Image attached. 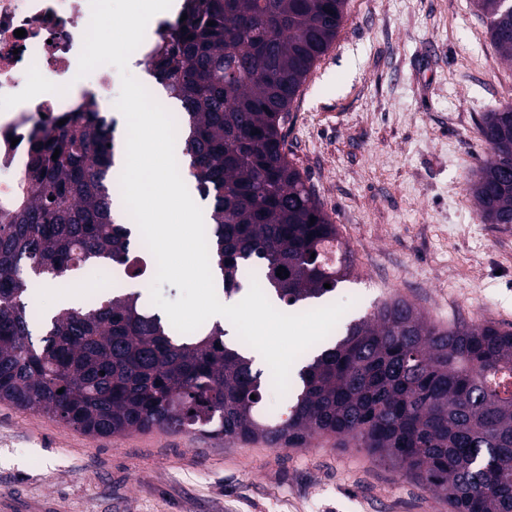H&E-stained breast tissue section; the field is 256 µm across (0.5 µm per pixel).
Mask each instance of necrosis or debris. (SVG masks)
<instances>
[{
    "label": "necrosis or debris",
    "instance_id": "obj_1",
    "mask_svg": "<svg viewBox=\"0 0 512 512\" xmlns=\"http://www.w3.org/2000/svg\"><path fill=\"white\" fill-rule=\"evenodd\" d=\"M90 0H0V95L20 92L30 66L65 94L44 93L0 111V209L25 186L32 145L52 125L94 107L115 111L111 66L78 77V58L90 21ZM24 37H16V30Z\"/></svg>",
    "mask_w": 512,
    "mask_h": 512
}]
</instances>
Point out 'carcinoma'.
<instances>
[{"mask_svg":"<svg viewBox=\"0 0 512 512\" xmlns=\"http://www.w3.org/2000/svg\"><path fill=\"white\" fill-rule=\"evenodd\" d=\"M347 2L195 0L155 52L153 74L182 109L189 177L212 203L209 258L227 295L252 263L291 309L322 301L353 272L337 226L288 161L283 133ZM508 2L475 0L512 61ZM477 134L492 159L470 187L476 212L484 224H512V108L484 113ZM112 144L91 107L54 125L32 148L30 195L0 213V402L91 436L162 429L303 448L317 435L437 490L448 512H512L508 327H437L406 300L386 301L307 349L290 374L285 416L266 419L259 404L272 378L218 324L180 335L125 288L49 323L33 317L35 277L107 262L140 276L135 251L145 244L112 208ZM280 267L289 276L277 277Z\"/></svg>","mask_w":512,"mask_h":512,"instance_id":"obj_1","label":"carcinoma"}]
</instances>
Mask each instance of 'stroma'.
I'll use <instances>...</instances> for the list:
<instances>
[{"mask_svg":"<svg viewBox=\"0 0 512 512\" xmlns=\"http://www.w3.org/2000/svg\"><path fill=\"white\" fill-rule=\"evenodd\" d=\"M512 106L473 0H349L295 99L289 160L352 253L330 302L393 297L426 319L512 325V224L470 185L481 116ZM0 512H448L427 487L320 437L304 448L152 431L93 437L0 403Z\"/></svg>","mask_w":512,"mask_h":512,"instance_id":"1","label":"stroma"}]
</instances>
